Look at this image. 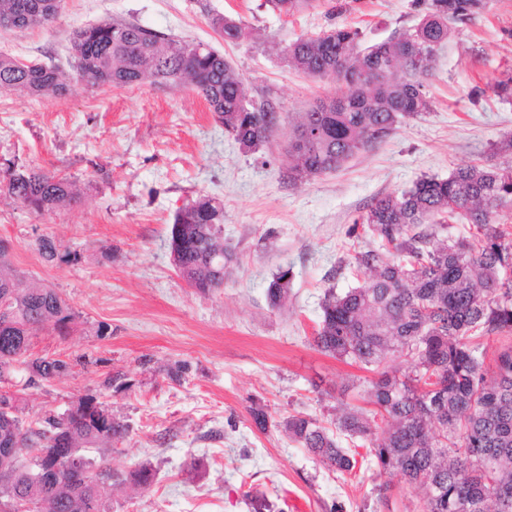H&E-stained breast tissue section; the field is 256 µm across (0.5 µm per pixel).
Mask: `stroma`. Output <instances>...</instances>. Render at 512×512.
<instances>
[{"label": "stroma", "instance_id": "obj_1", "mask_svg": "<svg viewBox=\"0 0 512 512\" xmlns=\"http://www.w3.org/2000/svg\"><path fill=\"white\" fill-rule=\"evenodd\" d=\"M233 14L249 32L224 43L212 14ZM126 20L158 34L210 45L243 75L248 99L277 113L268 143L242 149L189 86L164 89L74 85L62 97L0 91V167L14 163L67 175L80 204L36 214L0 202V240L27 282L54 289L76 315L67 335L32 337L33 355L62 359L68 373L26 390V421L93 396L130 426L107 451L113 469L150 465L151 485L114 489L112 512H417L415 492L363 465L329 470L283 429L307 413L333 427L341 404L365 403L363 366L314 346L320 303L367 274L355 253L378 249L354 228L378 196L417 178L488 166L493 144L512 135V103L490 82L512 72V0H487L482 14L455 23L427 81L430 109L402 124L343 168L288 181L285 149L296 113L336 92L290 69L284 51L298 37L334 26L359 28L363 43L413 26V0H315L292 16L265 0H62L45 28L0 35V52L73 71L75 30ZM224 206V286L202 294L170 261L176 210L199 195ZM80 253L45 262L39 237ZM292 271L287 303L269 306L266 288ZM125 384L108 385L115 373ZM265 407L259 430L252 404Z\"/></svg>", "mask_w": 512, "mask_h": 512}]
</instances>
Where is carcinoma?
I'll use <instances>...</instances> for the list:
<instances>
[{
    "mask_svg": "<svg viewBox=\"0 0 512 512\" xmlns=\"http://www.w3.org/2000/svg\"><path fill=\"white\" fill-rule=\"evenodd\" d=\"M272 10L293 15L313 0H266ZM60 0H0V21L20 18L16 29L45 27L58 16ZM416 25L386 40L361 45L352 27H336L316 37H300L285 52L288 65L309 77L334 79L347 91L321 100L299 115L295 150L288 151V179L297 183L342 167L376 148L402 123L430 108L427 80L439 49L448 41V23H466L486 0H416ZM211 26L226 43L249 32L231 15L215 14ZM75 73L56 66L27 64L0 54V90L31 96H61L75 83L122 88L146 79L159 87L191 85L224 131L244 149L268 141L276 121L270 104L249 99L242 75L224 54L205 45L160 36L131 22H102L73 34ZM491 90L512 102V76ZM0 195L42 213L81 202L73 182L40 167L0 170ZM512 207V164L460 167L446 178L422 176L397 193L376 197L357 223L383 242L380 250L355 255L369 272L362 285L343 293L328 290L313 341L321 352L363 365L368 407L336 413V434L317 419L298 413L284 423L288 436L328 469L352 473L356 454L337 436L369 442L367 454L381 472L418 492L422 512H512V346L485 367V341L512 335V231L501 227L498 210ZM468 224L469 236L447 235L448 225ZM224 208L203 195L179 209L170 232L178 245V273L206 294L224 286L214 269L224 262ZM47 262H77L80 254L61 251L50 238L39 240ZM279 270L266 288L271 307L288 296ZM9 297L12 318H0V381L14 365L25 366V387L63 376L69 363L28 354L32 333L46 327L68 329L75 314L53 289L28 285L0 240V299ZM405 358L410 371L389 365ZM21 393H0V448L18 447L25 457H0L16 495H41L46 512H112L106 487L132 478L148 485L147 465L107 484L78 470L54 469L39 478L29 464L32 449L46 433L56 448H105L123 441L130 426L107 423L93 413L97 398H82L68 419L52 414L33 424L21 416ZM382 437H377V430Z\"/></svg>",
    "mask_w": 512,
    "mask_h": 512,
    "instance_id": "carcinoma-1",
    "label": "carcinoma"
}]
</instances>
